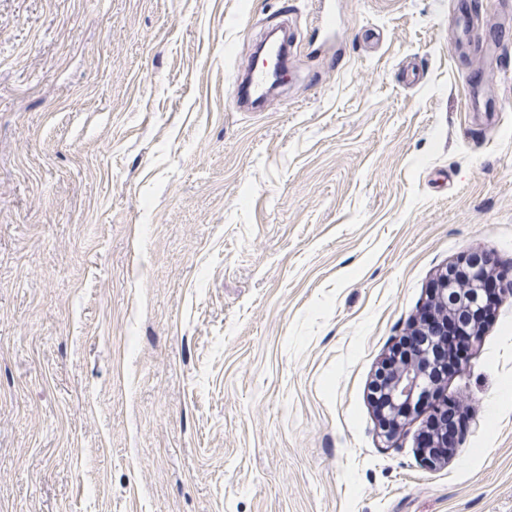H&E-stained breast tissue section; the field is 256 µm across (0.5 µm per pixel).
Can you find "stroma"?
I'll list each match as a JSON object with an SVG mask.
<instances>
[{"label": "stroma", "instance_id": "35a3bbf8", "mask_svg": "<svg viewBox=\"0 0 512 512\" xmlns=\"http://www.w3.org/2000/svg\"><path fill=\"white\" fill-rule=\"evenodd\" d=\"M462 3L339 0L330 49L315 0H0V512H512V297L448 464L368 399L448 262L512 267V0L480 65Z\"/></svg>", "mask_w": 512, "mask_h": 512}]
</instances>
